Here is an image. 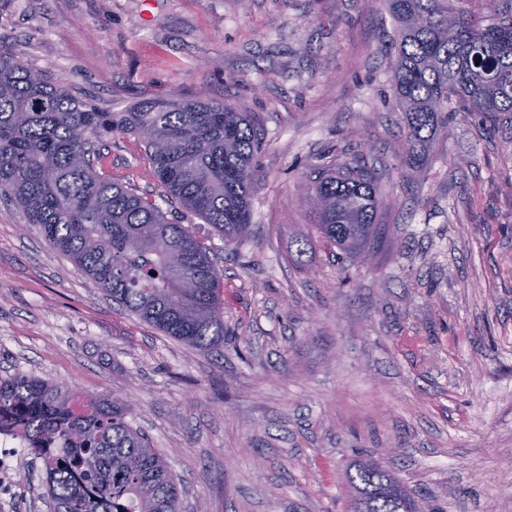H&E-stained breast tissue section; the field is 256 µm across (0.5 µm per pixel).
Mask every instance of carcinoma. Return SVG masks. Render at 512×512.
I'll use <instances>...</instances> for the list:
<instances>
[{"label": "carcinoma", "instance_id": "obj_1", "mask_svg": "<svg viewBox=\"0 0 512 512\" xmlns=\"http://www.w3.org/2000/svg\"><path fill=\"white\" fill-rule=\"evenodd\" d=\"M396 28L391 84L410 145L430 141L447 113L512 121V13L481 17L466 0H386ZM144 144L167 200L227 243L250 229L263 137L249 112L205 96L143 100L105 112L20 62L0 44V195L25 212L57 251L112 300L167 336L207 349L224 342L221 274L196 229L96 171L95 144L114 134ZM316 229L343 253L373 257L380 175L357 158L312 166ZM46 380L0 379V413L23 415L53 512H180V483L117 398ZM62 441L64 448L50 444ZM350 512H415L419 499L385 465L362 459L346 473Z\"/></svg>", "mask_w": 512, "mask_h": 512}]
</instances>
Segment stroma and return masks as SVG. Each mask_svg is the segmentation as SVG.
<instances>
[{"label":"stroma","instance_id":"35a3bbf8","mask_svg":"<svg viewBox=\"0 0 512 512\" xmlns=\"http://www.w3.org/2000/svg\"><path fill=\"white\" fill-rule=\"evenodd\" d=\"M384 0H0V44L107 112L206 95L264 134L252 223L227 243L166 200L144 143L96 169L207 236L223 345L112 301L0 197V377L115 396L181 483V512H346L347 468L388 464L427 512H512V125L460 116L409 159ZM365 157L388 242L321 241L312 164ZM0 512H51L23 460Z\"/></svg>","mask_w":512,"mask_h":512}]
</instances>
